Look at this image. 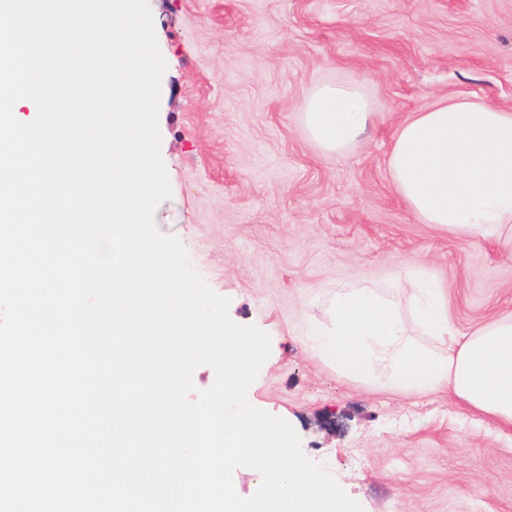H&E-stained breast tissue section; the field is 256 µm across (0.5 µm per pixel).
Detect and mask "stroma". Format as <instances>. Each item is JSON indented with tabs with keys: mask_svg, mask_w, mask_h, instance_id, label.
Wrapping results in <instances>:
<instances>
[{
	"mask_svg": "<svg viewBox=\"0 0 512 512\" xmlns=\"http://www.w3.org/2000/svg\"><path fill=\"white\" fill-rule=\"evenodd\" d=\"M167 63L158 124L171 195L157 231L271 339L249 403L288 421L364 512H512V428L445 392L389 391L316 359L336 289L423 273L461 332L512 312V251L423 224L387 166L400 122L448 98L512 111V0H148ZM357 81L372 119L340 153L305 91Z\"/></svg>",
	"mask_w": 512,
	"mask_h": 512,
	"instance_id": "1",
	"label": "stroma"
}]
</instances>
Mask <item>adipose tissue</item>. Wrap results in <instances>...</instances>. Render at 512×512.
Masks as SVG:
<instances>
[{
  "instance_id": "ef3b65f1",
  "label": "adipose tissue",
  "mask_w": 512,
  "mask_h": 512,
  "mask_svg": "<svg viewBox=\"0 0 512 512\" xmlns=\"http://www.w3.org/2000/svg\"><path fill=\"white\" fill-rule=\"evenodd\" d=\"M369 104L355 83L319 85L305 94L301 122L323 151L345 150L366 128ZM391 183L423 224L478 234L512 247V112L451 98L404 120L389 157ZM412 300L405 316L400 296ZM330 321L308 339L313 355L347 379L365 383L384 371L396 392H448L465 410L512 426V313L461 333L448 318L443 288L422 276L337 289ZM439 339L430 349L411 333Z\"/></svg>"
}]
</instances>
